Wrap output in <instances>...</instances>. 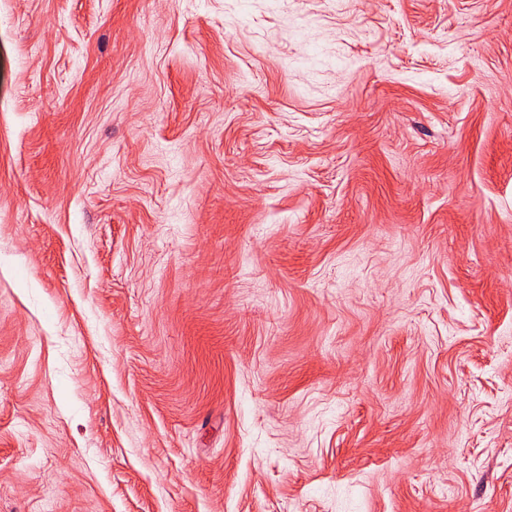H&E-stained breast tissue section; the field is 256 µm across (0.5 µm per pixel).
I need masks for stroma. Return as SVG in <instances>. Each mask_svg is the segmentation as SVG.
<instances>
[{
  "mask_svg": "<svg viewBox=\"0 0 512 512\" xmlns=\"http://www.w3.org/2000/svg\"><path fill=\"white\" fill-rule=\"evenodd\" d=\"M0 512H512V0H0Z\"/></svg>",
  "mask_w": 512,
  "mask_h": 512,
  "instance_id": "stroma-1",
  "label": "stroma"
}]
</instances>
